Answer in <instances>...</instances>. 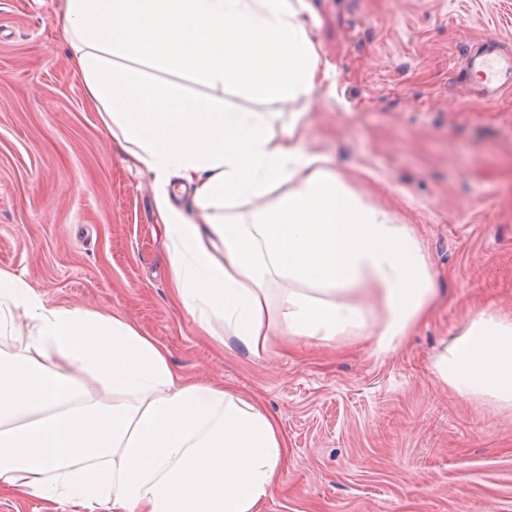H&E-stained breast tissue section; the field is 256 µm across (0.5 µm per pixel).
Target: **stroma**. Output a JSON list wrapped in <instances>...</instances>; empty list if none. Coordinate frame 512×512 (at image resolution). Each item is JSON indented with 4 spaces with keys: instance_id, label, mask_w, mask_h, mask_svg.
Returning a JSON list of instances; mask_svg holds the SVG:
<instances>
[{
    "instance_id": "stroma-1",
    "label": "stroma",
    "mask_w": 512,
    "mask_h": 512,
    "mask_svg": "<svg viewBox=\"0 0 512 512\" xmlns=\"http://www.w3.org/2000/svg\"><path fill=\"white\" fill-rule=\"evenodd\" d=\"M330 77L305 99L256 102L182 77L186 90L293 117L305 147L365 203L421 240L440 298L389 356L368 339L223 347L173 297L152 177L85 95L61 0H0V270L49 306L117 313L177 370L257 399L288 437L260 512H512V410L456 396L432 372L442 342L490 308L512 315V92L474 99L463 44L512 46V0H307Z\"/></svg>"
}]
</instances>
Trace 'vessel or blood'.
Returning <instances> with one entry per match:
<instances>
[{
    "mask_svg": "<svg viewBox=\"0 0 512 512\" xmlns=\"http://www.w3.org/2000/svg\"><path fill=\"white\" fill-rule=\"evenodd\" d=\"M461 67L475 75L470 89L474 97L492 102L512 89V53L506 52L500 40L488 39L465 47Z\"/></svg>",
    "mask_w": 512,
    "mask_h": 512,
    "instance_id": "vessel-or-blood-1",
    "label": "vessel or blood"
}]
</instances>
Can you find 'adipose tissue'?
<instances>
[{"instance_id":"obj_1","label":"adipose tissue","mask_w":512,"mask_h":512,"mask_svg":"<svg viewBox=\"0 0 512 512\" xmlns=\"http://www.w3.org/2000/svg\"><path fill=\"white\" fill-rule=\"evenodd\" d=\"M71 63L135 164L180 178L204 219L157 197L177 301L223 319L255 358L271 336L393 351L436 288L420 240L363 203L291 124L186 94L187 74L257 100L310 97L322 77L307 0H62ZM167 72L157 80L144 67ZM293 188L277 204L265 197ZM253 204L250 221L232 208ZM28 320L16 326L17 313ZM0 491L72 512H257L288 438L254 398L180 375L167 348L119 314L46 306L0 270ZM432 371L459 398L512 408V316L481 310Z\"/></svg>"}]
</instances>
